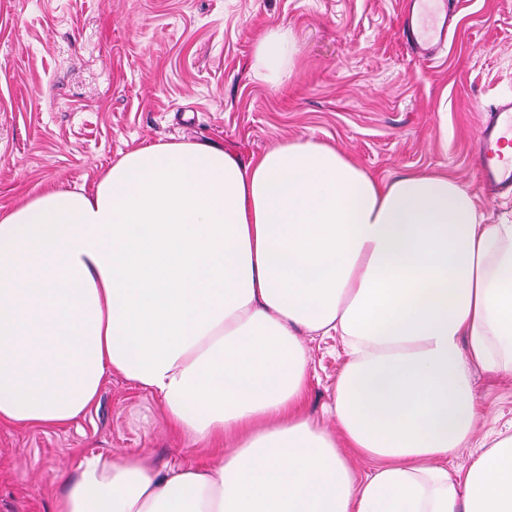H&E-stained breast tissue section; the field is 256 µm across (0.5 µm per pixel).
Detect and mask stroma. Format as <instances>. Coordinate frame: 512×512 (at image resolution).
Instances as JSON below:
<instances>
[{
	"mask_svg": "<svg viewBox=\"0 0 512 512\" xmlns=\"http://www.w3.org/2000/svg\"><path fill=\"white\" fill-rule=\"evenodd\" d=\"M453 30L431 59L403 41V0H0V212L47 187L91 188L121 154L204 142L257 157L287 139L336 146L373 177L448 174L487 223L512 196L487 193L477 135L512 92V0H451ZM285 26L298 45L281 86L253 75L256 38ZM306 411L326 408L346 356L305 339ZM467 468L491 431L512 434V374L477 372ZM92 454L204 465L215 451L170 430L149 392L106 375L95 404L63 428L0 425V512H55Z\"/></svg>",
	"mask_w": 512,
	"mask_h": 512,
	"instance_id": "1",
	"label": "stroma"
}]
</instances>
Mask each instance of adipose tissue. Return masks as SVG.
<instances>
[{"label":"adipose tissue","instance_id":"obj_1","mask_svg":"<svg viewBox=\"0 0 512 512\" xmlns=\"http://www.w3.org/2000/svg\"><path fill=\"white\" fill-rule=\"evenodd\" d=\"M296 53L265 30L256 77L282 85ZM306 333L344 340L331 429L305 413ZM479 369L512 373V221L445 175L380 181L312 139L246 162L166 142L0 214V423L66 425L112 372L235 444L85 457L56 512H512V435L448 466Z\"/></svg>","mask_w":512,"mask_h":512}]
</instances>
